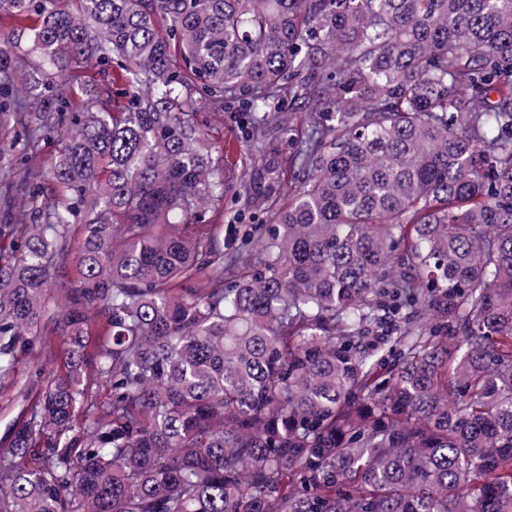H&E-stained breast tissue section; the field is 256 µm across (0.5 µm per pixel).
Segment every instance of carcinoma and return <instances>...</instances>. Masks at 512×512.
Segmentation results:
<instances>
[{
	"mask_svg": "<svg viewBox=\"0 0 512 512\" xmlns=\"http://www.w3.org/2000/svg\"><path fill=\"white\" fill-rule=\"evenodd\" d=\"M0 29V512H512V0H0ZM201 92L243 113L237 246ZM231 181L224 194V239L228 240L241 238L251 229L260 228L264 224V217L258 213H247L244 209L243 200L235 194L234 183Z\"/></svg>",
	"mask_w": 512,
	"mask_h": 512,
	"instance_id": "cac0c4a2",
	"label": "carcinoma"
}]
</instances>
